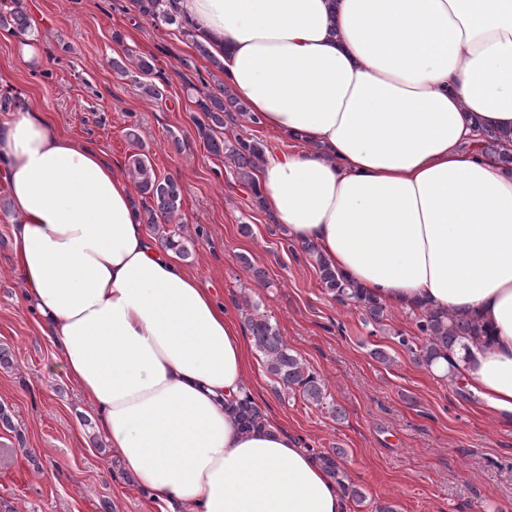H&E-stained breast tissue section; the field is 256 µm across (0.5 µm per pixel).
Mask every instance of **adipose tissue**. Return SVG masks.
Listing matches in <instances>:
<instances>
[{
	"label": "adipose tissue",
	"mask_w": 512,
	"mask_h": 512,
	"mask_svg": "<svg viewBox=\"0 0 512 512\" xmlns=\"http://www.w3.org/2000/svg\"><path fill=\"white\" fill-rule=\"evenodd\" d=\"M260 124L302 142L256 173L294 242L380 302L461 312L462 369L512 419V0H179ZM503 153L468 142L486 132ZM24 300L122 468L189 512H351L275 420L243 427L249 349L151 239L128 181L35 109L0 123Z\"/></svg>",
	"instance_id": "1"
}]
</instances>
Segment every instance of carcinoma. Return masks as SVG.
I'll return each instance as SVG.
<instances>
[{"mask_svg": "<svg viewBox=\"0 0 512 512\" xmlns=\"http://www.w3.org/2000/svg\"><path fill=\"white\" fill-rule=\"evenodd\" d=\"M176 2L177 0H133L142 15L156 22L175 25L183 35L192 37L194 32L181 17ZM12 4L13 7L7 11H0V29H8L23 36L30 28L27 13L21 0H12ZM197 106L205 117V120L198 121V125L207 150L217 157L224 156L233 161L237 168L236 176L241 183L256 189L254 171L259 169L263 161V145L240 137L230 140L221 136V130L226 123L234 120V114L243 116L248 113L246 104L219 81L197 99ZM128 166L138 184L141 197L146 199L142 203L144 223L152 230L160 228L162 224L180 223L182 194L178 183L171 177H158L140 153L129 155ZM304 251L313 259L320 282L328 292L344 304L351 302L362 306L369 320L375 324L382 323L383 303L365 296L360 288L332 270L315 245H304ZM246 323L254 346L264 356L266 370L275 382L285 389L299 393L309 404L324 405L327 398L324 382L308 372L299 359L288 352L277 326L268 318L253 314L247 315ZM416 328L420 333L421 343L405 336L399 337V343L418 353L428 364L445 354L460 339L480 333L473 323L463 317L429 311H423L417 317ZM240 418L246 426L263 421L259 407L250 400L240 403ZM342 455V449L336 448L330 454L317 452L315 458L338 480L345 496L356 499L361 496V492L355 485L344 482V472L338 461Z\"/></svg>", "mask_w": 512, "mask_h": 512, "instance_id": "obj_1", "label": "carcinoma"}]
</instances>
